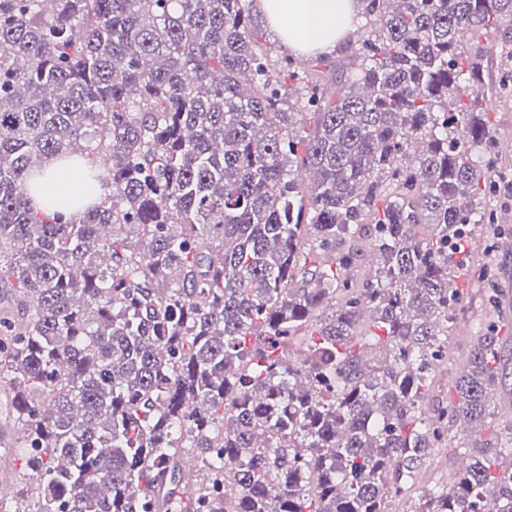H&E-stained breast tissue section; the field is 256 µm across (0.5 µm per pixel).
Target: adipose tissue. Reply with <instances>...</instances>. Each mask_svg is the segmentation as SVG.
<instances>
[{
  "label": "adipose tissue",
  "mask_w": 512,
  "mask_h": 512,
  "mask_svg": "<svg viewBox=\"0 0 512 512\" xmlns=\"http://www.w3.org/2000/svg\"><path fill=\"white\" fill-rule=\"evenodd\" d=\"M255 8L278 40L296 55L332 52L347 39L358 22L354 0H255ZM87 159L67 165L48 159L38 192L32 193L34 210L73 215L74 202L88 191Z\"/></svg>",
  "instance_id": "1"
}]
</instances>
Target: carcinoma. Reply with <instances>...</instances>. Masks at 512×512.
Here are the masks:
<instances>
[{"label": "carcinoma", "mask_w": 512, "mask_h": 512, "mask_svg": "<svg viewBox=\"0 0 512 512\" xmlns=\"http://www.w3.org/2000/svg\"><path fill=\"white\" fill-rule=\"evenodd\" d=\"M251 2L0 0V392L32 512H512V433L481 436L495 289L448 348L454 244L498 221L512 0H358L348 66L303 72ZM81 139L103 196L35 212ZM460 422L468 464L420 484ZM491 121L494 123L496 128V133H498V141H499V154L508 155L512 157V146L510 150H507L500 140V135L505 129L512 130V98L509 96L507 100L500 99V102L497 103V106L494 112L490 114ZM503 152H501V151ZM511 152V153H510ZM507 153V154H504ZM475 314L474 305L466 304L462 311L457 313V328L453 336H448V345L453 351L465 349L469 344L475 332Z\"/></svg>", "instance_id": "obj_1"}]
</instances>
